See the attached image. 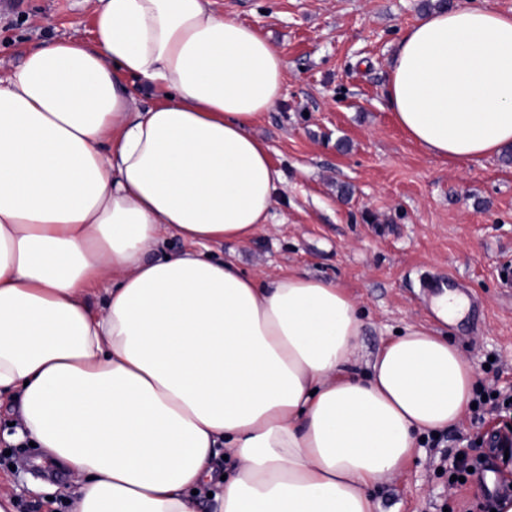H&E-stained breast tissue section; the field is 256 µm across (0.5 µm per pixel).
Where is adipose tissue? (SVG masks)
<instances>
[{"mask_svg":"<svg viewBox=\"0 0 512 512\" xmlns=\"http://www.w3.org/2000/svg\"><path fill=\"white\" fill-rule=\"evenodd\" d=\"M94 43L54 40L0 77V400L67 465L69 512H376L371 486L446 430L476 373L409 326L367 376L338 283H264L198 246L252 238L280 172L252 127L286 62L213 0H100ZM159 91L145 109L136 90ZM427 152L512 146V15L439 10L402 36L387 84ZM190 249L159 257L167 236ZM108 288L86 301L92 283ZM232 468L217 476L213 461Z\"/></svg>","mask_w":512,"mask_h":512,"instance_id":"obj_1","label":"adipose tissue"}]
</instances>
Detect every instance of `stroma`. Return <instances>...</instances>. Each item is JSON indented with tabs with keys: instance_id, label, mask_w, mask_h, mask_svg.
Returning <instances> with one entry per match:
<instances>
[{
	"instance_id": "stroma-1",
	"label": "stroma",
	"mask_w": 512,
	"mask_h": 512,
	"mask_svg": "<svg viewBox=\"0 0 512 512\" xmlns=\"http://www.w3.org/2000/svg\"><path fill=\"white\" fill-rule=\"evenodd\" d=\"M438 0H216L261 30L287 63L283 97L254 132L282 173L273 224L250 241L208 245L269 281L288 270L333 279L362 309L352 368L367 372L385 341L409 325L447 338L473 364L477 389L512 391V163L442 160L411 141L386 101L388 75L405 31ZM91 0H19L0 6V75L25 53L57 39H92ZM459 279L469 302L447 321L424 292L425 272ZM17 419L0 409V494L16 512H65L50 467L28 484L3 435ZM495 417L464 414L450 441L419 442L413 461L371 490L379 512H472L479 483H449L453 437L491 432Z\"/></svg>"
}]
</instances>
